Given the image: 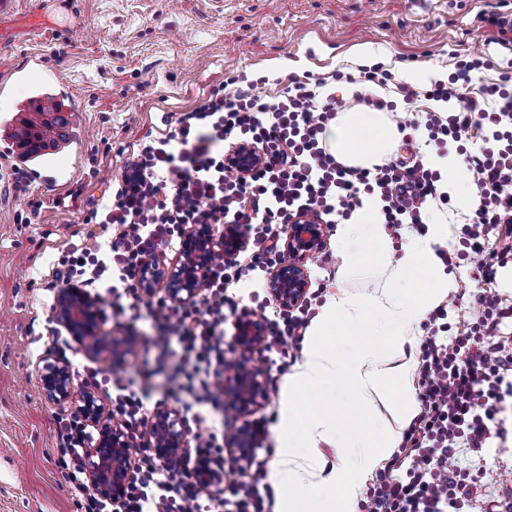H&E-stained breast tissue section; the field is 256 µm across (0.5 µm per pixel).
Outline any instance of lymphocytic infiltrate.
<instances>
[{
  "instance_id": "1",
  "label": "lymphocytic infiltrate",
  "mask_w": 512,
  "mask_h": 512,
  "mask_svg": "<svg viewBox=\"0 0 512 512\" xmlns=\"http://www.w3.org/2000/svg\"><path fill=\"white\" fill-rule=\"evenodd\" d=\"M486 66L479 56L458 60L448 80L434 81L426 92L447 104V111L402 124L426 129L438 151L455 144L468 161L479 205L462 225L457 249L436 254L446 265L470 266L483 294L467 331L453 332L447 321L458 306L454 298L424 323L417 369L421 408L400 450L368 488L363 512H471L484 451L505 439L512 417V333L503 328L512 320V305L493 290L499 269L512 262V76L468 93L467 85ZM266 82L262 76L242 86L237 78L226 79L223 88L171 122L164 137L143 145L85 217L80 246L60 257L53 272L62 286L76 281L105 289L113 313L124 316L139 310L133 299L147 259L179 251L184 227L241 224L253 230L251 254L215 261L192 305L162 300L149 310L159 327L154 346L164 354L179 348L185 363L169 388L183 403V423L194 431L183 457L162 463L144 456L125 497L115 503L91 489L85 477L93 431L79 415L57 417V465L79 495L80 512H267L273 492L262 466L217 500L202 496L190 474L197 456H224V420L215 413L221 401L212 386L224 374V326L239 309L229 285L279 261L277 227L299 213L336 224L351 219L363 196L374 195L382 203L383 223L396 229L422 224L429 201L449 202L440 189V170L422 157L368 169L342 165L330 152L324 133L350 103L379 111L394 110L397 103L359 91L348 101L308 79L293 80L282 96L270 99L262 90ZM229 140L259 152V164L240 179L226 172ZM309 313L306 307L283 310L267 320L263 349L276 355L278 370L293 361ZM112 388L122 427L137 442L143 400L123 378H114Z\"/></svg>"
}]
</instances>
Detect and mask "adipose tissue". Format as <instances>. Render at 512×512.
Here are the masks:
<instances>
[{
    "label": "adipose tissue",
    "mask_w": 512,
    "mask_h": 512,
    "mask_svg": "<svg viewBox=\"0 0 512 512\" xmlns=\"http://www.w3.org/2000/svg\"><path fill=\"white\" fill-rule=\"evenodd\" d=\"M399 138L397 126L380 111L340 112L327 128L337 161L352 167L369 168L384 162ZM447 236V225L436 223L426 237L409 238L400 249H393L385 225L379 222L378 204L371 197L365 198L351 222L343 225L337 235L339 278L349 279L361 259L367 257L382 270V289L363 302L347 295L330 299L313 319L303 362L289 377V395L280 404L282 457L293 456L299 448L334 442L344 407L367 408L374 393L383 394L392 424L367 438H348L344 448L359 457L365 471L396 448L400 428L416 415V396L404 386L412 371L411 358L401 350L396 359L387 361L366 343L358 346L354 356L341 358L329 337L330 328L340 324L349 335L361 336L372 327L381 335L394 337L401 346L405 344L455 286L435 252L436 245ZM331 378L344 384L349 404L333 400L322 409L306 412L292 401V394L318 388ZM391 380L401 382V390L386 391Z\"/></svg>",
    "instance_id": "ef3b65f1"
}]
</instances>
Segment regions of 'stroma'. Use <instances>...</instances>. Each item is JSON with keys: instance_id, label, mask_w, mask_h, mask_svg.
Returning <instances> with one entry per match:
<instances>
[{"instance_id": "obj_1", "label": "stroma", "mask_w": 512, "mask_h": 512, "mask_svg": "<svg viewBox=\"0 0 512 512\" xmlns=\"http://www.w3.org/2000/svg\"><path fill=\"white\" fill-rule=\"evenodd\" d=\"M14 0L0 16V117L29 95L11 71L30 54L42 56L47 72L69 83L82 108L84 149L71 182L63 187L28 183L17 188L13 161L0 156V512H77L76 497L56 464V414L67 406L47 401L39 371L63 357L72 370L93 366L101 378L134 379L147 411L172 406L166 390L181 360L153 346L157 328L112 313L111 296L100 298L103 331L132 336L136 348L121 363L87 357L66 331L52 343L49 330L55 294L48 284L59 257L80 244L84 219L106 181L120 177L141 142L163 137L167 122L192 109L226 78L267 76L268 95L283 92L292 78L324 79L356 72L357 46L369 45V64H382L413 90L414 109H436L426 99L431 81L447 79L458 59L479 54L490 66L487 83L512 76V44L504 45L480 15L502 0ZM426 79L408 78V69ZM25 223H18V216ZM327 227L324 252L305 262L312 311L328 299L360 296L382 283L379 268L361 262L340 283L336 236ZM278 373V388L254 409L264 420L258 460L275 471L279 456L278 413L290 372ZM473 489L474 512H490L512 495V435L494 440L484 453Z\"/></svg>"}]
</instances>
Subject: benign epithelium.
Masks as SVG:
<instances>
[{"label":"benign epithelium","instance_id":"obj_1","mask_svg":"<svg viewBox=\"0 0 512 512\" xmlns=\"http://www.w3.org/2000/svg\"><path fill=\"white\" fill-rule=\"evenodd\" d=\"M259 161L257 149L242 143L231 148L226 165L238 177H244ZM248 246V237L239 224H226L215 233L211 224H193L184 234L181 257L166 265L156 260L145 263L139 279V290L152 294L164 285L165 297L175 303L191 302L219 255L232 258ZM326 247L325 225L310 215L294 219L285 228L282 257L275 265L268 288L283 309H295L305 300L309 280L304 260ZM55 319L82 347L90 358L112 356L120 361L132 352L134 341L126 336L109 338L101 332V313L97 300L77 287L64 288L56 296ZM267 328L260 318L244 315L235 323V343L241 356L233 366L232 376L224 384L230 408L242 419L227 437L224 459L209 456L197 458L191 472L199 487L213 495L224 491L225 465L246 472L254 460L257 436L246 416L268 400L263 370L253 363L250 354L266 340ZM46 398L75 410L89 425L99 431L95 445L87 449L88 476L92 487L102 495L119 502L123 499L131 475V448L120 425H105L109 411L92 390H75L70 365L62 360H48L39 373ZM149 448L157 460H175L188 449L185 430L178 412L158 407L151 418Z\"/></svg>","mask_w":512,"mask_h":512}]
</instances>
